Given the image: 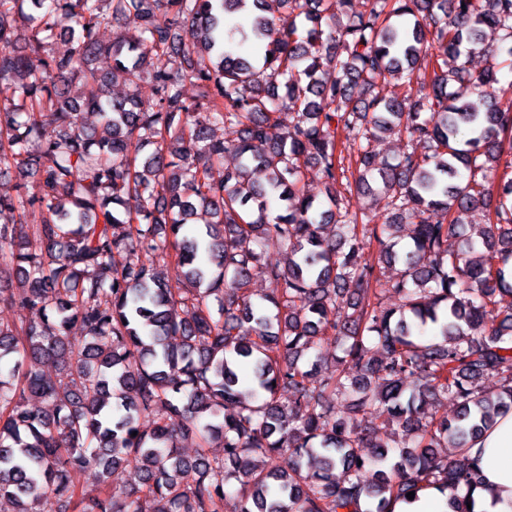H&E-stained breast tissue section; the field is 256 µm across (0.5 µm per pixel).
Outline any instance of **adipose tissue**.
Returning a JSON list of instances; mask_svg holds the SVG:
<instances>
[{
    "instance_id": "adipose-tissue-1",
    "label": "adipose tissue",
    "mask_w": 512,
    "mask_h": 512,
    "mask_svg": "<svg viewBox=\"0 0 512 512\" xmlns=\"http://www.w3.org/2000/svg\"><path fill=\"white\" fill-rule=\"evenodd\" d=\"M486 478L471 493L474 512H512V412L497 418L473 445Z\"/></svg>"
}]
</instances>
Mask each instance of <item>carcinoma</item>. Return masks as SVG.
<instances>
[{
    "mask_svg": "<svg viewBox=\"0 0 512 512\" xmlns=\"http://www.w3.org/2000/svg\"><path fill=\"white\" fill-rule=\"evenodd\" d=\"M353 2L0 0V82L15 88L0 175L23 176L0 196V274L15 271L0 306L30 313L0 322V500L14 512L48 495L76 512H224L231 490L238 512H394L432 486L470 512L462 491L484 484L473 441L512 411V84L498 77L512 73V0ZM127 18L134 36L100 40ZM465 45L492 66L460 63ZM144 79L151 103L114 93ZM285 109L294 122L275 140ZM226 123L234 143L213 135ZM382 133L406 139L395 164L370 149ZM375 175L382 224L349 208ZM310 177L324 199L305 193ZM470 209L485 223L448 249ZM267 246L288 263L264 264ZM259 277L283 288L257 297ZM328 341L331 366L300 365ZM488 375L495 393L479 387ZM439 396L453 418L426 412ZM375 402L377 431L359 419ZM187 433L192 457L178 451ZM129 465L140 484L118 491L109 476Z\"/></svg>",
    "mask_w": 512,
    "mask_h": 512,
    "instance_id": "obj_1",
    "label": "carcinoma"
}]
</instances>
